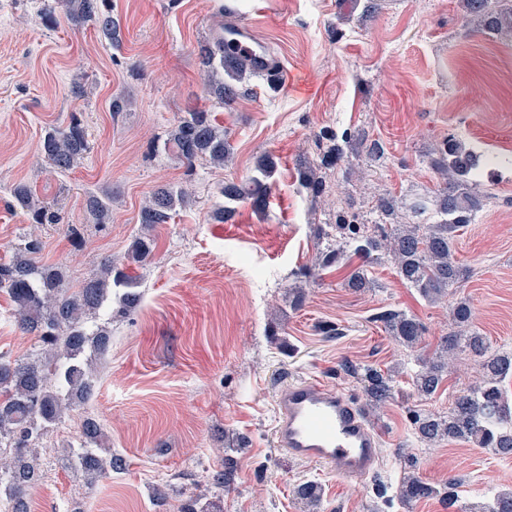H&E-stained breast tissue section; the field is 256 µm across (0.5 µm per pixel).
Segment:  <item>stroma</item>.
Instances as JSON below:
<instances>
[{"label": "stroma", "mask_w": 512, "mask_h": 512, "mask_svg": "<svg viewBox=\"0 0 512 512\" xmlns=\"http://www.w3.org/2000/svg\"><path fill=\"white\" fill-rule=\"evenodd\" d=\"M224 4L112 0L113 43L89 23H47L44 0H0V258L38 232L44 261L62 266L72 285L104 257L122 261L157 185L182 184L192 194L155 230L154 257L136 271L143 305L112 320V348L95 362L93 403L67 413L41 448L44 477L31 502L39 512H175L210 485L228 455L238 480L219 497L222 512H307L293 493L307 481L322 489V512H446L436 498L400 505L408 451L423 479H460L462 502L512 488V458L470 443L427 447L412 434L410 410H447L475 381V362L461 355L434 398L421 401L407 350L377 319L387 309L415 315L431 350L454 329L452 304L466 298L474 329L493 349L512 351V42L466 21L460 0H238L232 17ZM231 20L250 25L302 76L305 91L253 77L230 106L208 103L198 47ZM116 100L121 110H113ZM204 105L228 131L234 155L224 168L200 162L190 170L160 145L180 117ZM74 113L90 149L59 173L40 141ZM347 132L364 135L371 154L346 148ZM450 134L477 154L485 198L457 233L455 256L469 276L447 302L424 300L385 258L355 256L299 277L326 246L337 210L378 224L374 205L385 197L394 204L391 223L404 224L415 201H435L433 160ZM332 145L344 156L327 166L322 153ZM265 154L278 161L266 209L244 202L218 222L221 186L246 180ZM305 162L323 181L320 197L298 188ZM20 181L58 207L60 223L34 228L9 207ZM106 187L111 224H85L83 242L72 241L67 225L84 224L87 195ZM361 266L372 286L355 292L347 279ZM299 287L306 299L296 308L289 294ZM12 309L0 292V355L15 358L31 354L34 339L17 329ZM325 324L332 335L322 333ZM353 365L395 380L394 400L366 416L382 435L381 458L361 479L291 460L273 438V399L284 382L316 376L364 402ZM86 413L103 424L104 445L122 466L77 482L68 458L80 450Z\"/></svg>", "instance_id": "obj_1"}]
</instances>
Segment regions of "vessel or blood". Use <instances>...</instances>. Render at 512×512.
Instances as JSON below:
<instances>
[{"instance_id": "obj_1", "label": "vessel or blood", "mask_w": 512, "mask_h": 512, "mask_svg": "<svg viewBox=\"0 0 512 512\" xmlns=\"http://www.w3.org/2000/svg\"><path fill=\"white\" fill-rule=\"evenodd\" d=\"M224 43L251 60L271 83L282 82L285 68L257 42L248 26L224 31ZM274 437L290 458L327 465L345 478L370 474L380 459L381 438L362 417L358 405L344 392L317 379L288 383L275 397Z\"/></svg>"}]
</instances>
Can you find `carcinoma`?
Here are the masks:
<instances>
[{
	"mask_svg": "<svg viewBox=\"0 0 512 512\" xmlns=\"http://www.w3.org/2000/svg\"><path fill=\"white\" fill-rule=\"evenodd\" d=\"M462 9L464 18L483 22L489 30L512 41V0H462ZM59 12L75 25L91 22L109 40L116 39L110 0H49L44 4L47 21L56 22ZM198 62L205 74L207 95L218 105L233 101L238 95L237 84L255 75L248 60L226 57L221 36L198 47ZM169 146L188 169L199 161L222 167L232 154L224 128L203 109L189 112L178 121L164 143V147ZM40 148L53 169L70 171L89 148L86 127L74 114L68 124L46 132ZM434 166L444 180L437 202L441 215L438 223L359 224L356 215L340 212L336 215L340 241L321 252V265L338 264L350 252L366 259L380 254L394 263L402 281L424 299L432 303L447 299L448 291L467 276V270L454 258V233L471 223L473 213L482 205V195L476 191L474 180L476 158L454 137L443 143ZM255 171L256 175L244 183L222 187L224 206L218 210L220 220L235 211V203L248 202L259 210L267 207L269 180L276 171V162L264 155L258 159ZM11 197L13 206L24 212L29 223H60L58 211L40 201L29 185H16ZM189 200L186 191L177 185L157 187L140 209V233L124 260L119 264L105 262L100 273L71 288L62 287L61 267L39 263L44 245L34 233L22 237L12 258L0 263V290L14 305L15 322L23 333L36 337L39 344V350L31 357L12 359L0 355V489L6 497L5 512H29L27 490L42 478L36 448L67 411L86 405L95 394L96 379L88 367L89 358L104 355L112 335L105 326L88 331L85 319L112 309L125 316L140 306L142 295L128 269L141 268L151 260L153 229L169 223L177 207ZM85 213L90 224L102 227L109 223L112 192L90 194ZM451 315L456 330L441 337L431 352L421 347L424 327L414 315L390 309L377 316L390 336L410 349L416 366L412 386L421 399L435 395L454 366L457 353H469L480 367L481 377L454 397L448 411L409 410L413 434L422 443L464 441L511 457L512 407L504 401L500 382L512 373V353L491 351L479 333H466L472 319L467 300L458 301ZM360 382L367 410H377L394 397L389 373L367 368ZM81 437L83 451L70 463L75 478L90 480L120 466V458L105 459L97 453L102 428L96 419L83 420ZM235 478L233 461L227 458L224 470L213 475L211 487L229 490ZM456 485L451 479L443 488L434 486L412 470L403 478L398 498L402 504L410 505L442 496L452 508L458 498ZM294 493L312 512H318L321 493L317 485L301 483ZM179 512H213V506L203 493L188 500ZM462 512H512V491H497Z\"/></svg>",
	"mask_w": 512,
	"mask_h": 512,
	"instance_id": "cac0c4a2",
	"label": "carcinoma"
}]
</instances>
